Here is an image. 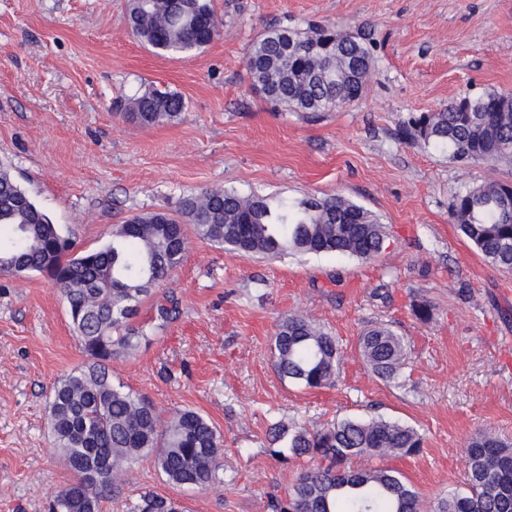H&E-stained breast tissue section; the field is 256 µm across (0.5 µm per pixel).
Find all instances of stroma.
Instances as JSON below:
<instances>
[{
    "label": "stroma",
    "mask_w": 512,
    "mask_h": 512,
    "mask_svg": "<svg viewBox=\"0 0 512 512\" xmlns=\"http://www.w3.org/2000/svg\"><path fill=\"white\" fill-rule=\"evenodd\" d=\"M221 36L189 58L162 57L127 24L128 0H0V164L77 250L109 242L132 215L176 213L213 188L297 203L341 195L384 224L370 260L243 258L188 232L182 262L156 288L178 302L149 342L112 362V379L164 415L193 409L224 444V481L203 491L136 463L101 512L143 493L185 512H269L297 464L272 457L276 421L307 428L357 417L414 427L421 452L370 457L398 471L434 512L465 489L471 435L512 438V275L489 266L451 219L454 193L512 183V166L461 165L403 139L404 126L457 96L512 94V0H212ZM316 21L361 33L373 57L363 98L288 112L252 84L245 58L263 32ZM180 95L173 121L122 112L146 92ZM432 310L419 319L414 305ZM301 313L341 343L335 386L280 379L271 338ZM405 340L398 382L363 362L375 325ZM85 362L67 305L42 275L0 273V512H45L73 474L52 446L54 384Z\"/></svg>",
    "instance_id": "stroma-1"
}]
</instances>
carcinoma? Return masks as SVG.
<instances>
[{
	"mask_svg": "<svg viewBox=\"0 0 512 512\" xmlns=\"http://www.w3.org/2000/svg\"><path fill=\"white\" fill-rule=\"evenodd\" d=\"M136 38L161 55L189 56L221 35L210 0H129ZM253 84L277 107L330 112L363 96L371 55L363 38L322 25L273 29L255 40L246 58ZM181 96L149 92L134 98L128 116L144 126L178 117ZM404 136L450 150L461 163L512 164V99L498 92L459 96L423 115ZM180 217L167 212L131 216L112 242L74 251L73 239L0 166V273L45 276L65 299L73 331L87 358L52 390L48 419L53 445L83 487L82 498L63 487L48 512H100L118 493L137 461L153 454L172 484L206 490L224 482L223 444L202 414L184 409L169 421L145 397L112 382L110 365L150 339L135 326L143 300L182 261L188 227L202 239L240 256L337 254L370 259L382 250L385 227L363 207L339 196L298 204L272 202L229 190H205L182 199ZM450 215L485 262L512 272V183L491 181L452 196ZM157 320L175 310L172 297L153 302ZM367 366L382 380L399 378L405 345L387 326L359 337ZM282 379L306 388L334 385L339 341L298 313L277 325L272 338ZM270 449L299 462L295 482L270 495L272 512H422L418 491L394 470L355 465L362 457L410 456L423 447L413 428L384 419L345 418L308 429L278 422ZM467 489L441 499L436 512H512V440L479 432L465 448ZM128 512H183L157 495L128 503Z\"/></svg>",
	"mask_w": 512,
	"mask_h": 512,
	"instance_id": "obj_1",
	"label": "carcinoma"
}]
</instances>
